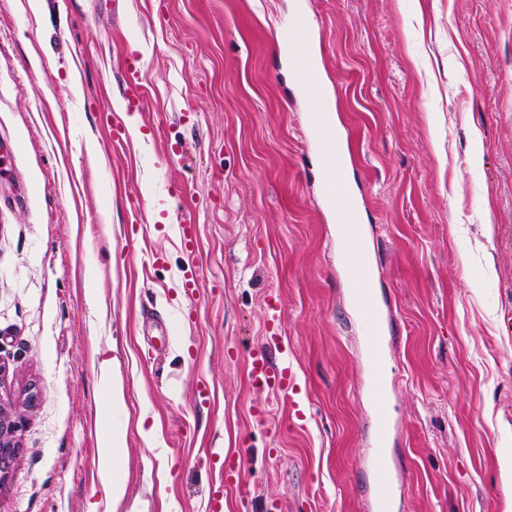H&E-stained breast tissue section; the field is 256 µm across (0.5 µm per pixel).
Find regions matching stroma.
I'll use <instances>...</instances> for the list:
<instances>
[{"mask_svg":"<svg viewBox=\"0 0 512 512\" xmlns=\"http://www.w3.org/2000/svg\"><path fill=\"white\" fill-rule=\"evenodd\" d=\"M300 12L385 299L394 512H512V0H0V512H208L227 451V512H371L365 325L278 39ZM258 350L293 392L252 388ZM6 367L0 365V485L8 478L18 445L15 433L20 422L15 408L2 395ZM121 447L119 439L112 436V468L108 466L103 477L106 492L115 500H121L125 494V474L115 462Z\"/></svg>","mask_w":512,"mask_h":512,"instance_id":"35a3bbf8","label":"stroma"}]
</instances>
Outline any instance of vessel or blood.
I'll use <instances>...</instances> for the list:
<instances>
[{
	"instance_id": "obj_1",
	"label": "vessel or blood",
	"mask_w": 512,
	"mask_h": 512,
	"mask_svg": "<svg viewBox=\"0 0 512 512\" xmlns=\"http://www.w3.org/2000/svg\"><path fill=\"white\" fill-rule=\"evenodd\" d=\"M282 39L289 49V66L295 83L307 93L308 118L312 129L325 125L324 102L320 94V71L315 56L310 52L306 38V17L297 15L292 26L287 28ZM335 140L324 142L323 167L321 174L322 194L328 203L340 206L337 216V234L343 240L359 233L349 215L353 204L346 173L334 161ZM346 265L356 281L350 292V300L366 323L365 344L367 365L371 374V395L375 412L376 451L371 460L372 510L373 512H393L395 496V474L392 461L387 453L390 437V406L387 393V332L383 326L380 296L371 278L358 266L354 254H347ZM253 385L260 388H288L292 372L288 364L271 360L265 352L253 353L248 365Z\"/></svg>"
}]
</instances>
